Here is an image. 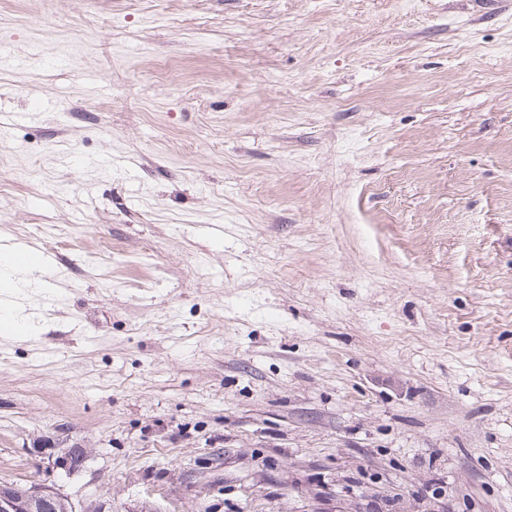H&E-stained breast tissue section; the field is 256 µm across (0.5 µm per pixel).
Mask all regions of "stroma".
Instances as JSON below:
<instances>
[{
	"mask_svg": "<svg viewBox=\"0 0 512 512\" xmlns=\"http://www.w3.org/2000/svg\"><path fill=\"white\" fill-rule=\"evenodd\" d=\"M0 40V250L59 271L0 480L512 512V0H0ZM12 257L20 264L36 259L39 263L44 279L49 282L55 281L56 268L53 257L49 253L37 251L26 243H19L14 247ZM44 448H37L38 453L47 460L51 471L61 470L66 475H73L85 468L92 454V448L82 445L61 446L54 440H45Z\"/></svg>",
	"mask_w": 512,
	"mask_h": 512,
	"instance_id": "stroma-1",
	"label": "stroma"
}]
</instances>
